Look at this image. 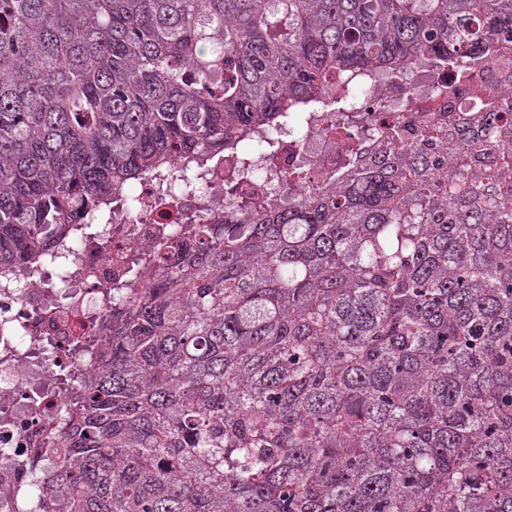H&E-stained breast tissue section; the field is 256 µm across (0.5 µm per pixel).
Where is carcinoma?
I'll return each mask as SVG.
<instances>
[{
  "label": "carcinoma",
  "mask_w": 512,
  "mask_h": 512,
  "mask_svg": "<svg viewBox=\"0 0 512 512\" xmlns=\"http://www.w3.org/2000/svg\"><path fill=\"white\" fill-rule=\"evenodd\" d=\"M505 43L512 0H0V270L150 171L248 165L337 74ZM349 156L130 267L39 512H512V99Z\"/></svg>",
  "instance_id": "obj_1"
}]
</instances>
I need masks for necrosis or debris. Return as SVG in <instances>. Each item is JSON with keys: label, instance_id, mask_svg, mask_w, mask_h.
I'll return each instance as SVG.
<instances>
[{"label": "necrosis or debris", "instance_id": "necrosis-or-debris-1", "mask_svg": "<svg viewBox=\"0 0 512 512\" xmlns=\"http://www.w3.org/2000/svg\"><path fill=\"white\" fill-rule=\"evenodd\" d=\"M510 66L512 60L502 55L484 57L474 81L463 86L456 85L452 71L431 62L403 77L368 75L365 92L352 96L340 114L351 136L365 144L376 140L385 118L397 122L413 142L429 110L464 111L480 92L511 96ZM335 114L325 108L311 115L307 131H281L276 165L256 161L248 181L238 178L230 154L192 174L177 163L164 177L144 176L134 186L136 217H128L122 207L113 215H85L86 223L109 225L107 242L69 244L63 269L44 263L0 286V512H29L31 461L45 453L51 418L69 407L70 376L84 377L92 369L88 349L79 342L104 345L101 329L112 316L114 288L132 259H151L158 243L186 236L199 219L220 221L229 202L259 198L287 204L282 169L298 165L311 184L328 183L347 159L343 139L327 130ZM190 174L198 190L186 189Z\"/></svg>", "mask_w": 512, "mask_h": 512}]
</instances>
